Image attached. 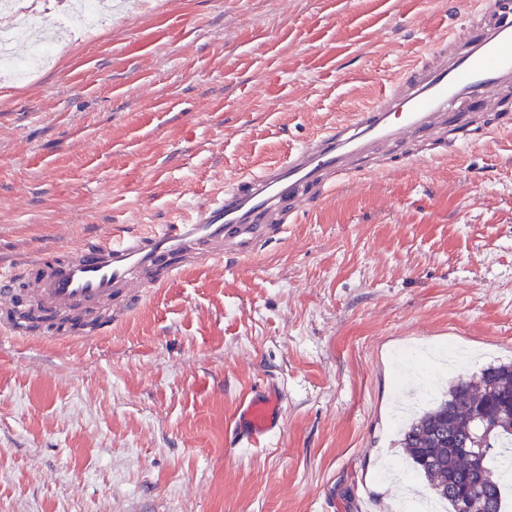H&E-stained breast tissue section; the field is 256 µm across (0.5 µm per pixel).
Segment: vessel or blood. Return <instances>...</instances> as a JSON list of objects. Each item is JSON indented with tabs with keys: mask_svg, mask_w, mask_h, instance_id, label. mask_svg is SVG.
<instances>
[{
	"mask_svg": "<svg viewBox=\"0 0 512 512\" xmlns=\"http://www.w3.org/2000/svg\"><path fill=\"white\" fill-rule=\"evenodd\" d=\"M512 89V14L495 0H473L455 32L430 49L370 105L258 173L226 181L223 193L169 224H147L123 236L68 245L62 255L0 266V333L26 337V311L40 319L42 339L100 336L154 288L200 265L223 267L224 254L246 256L341 180L375 168L380 154L407 156L423 136L452 139ZM25 280V297L14 294ZM283 397L273 386L244 395L231 440L255 447L280 428Z\"/></svg>",
	"mask_w": 512,
	"mask_h": 512,
	"instance_id": "obj_1",
	"label": "vessel or blood"
}]
</instances>
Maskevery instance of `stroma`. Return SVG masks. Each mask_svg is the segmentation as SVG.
Segmentation results:
<instances>
[{"mask_svg": "<svg viewBox=\"0 0 512 512\" xmlns=\"http://www.w3.org/2000/svg\"><path fill=\"white\" fill-rule=\"evenodd\" d=\"M0 77V265L165 224L370 102L463 0H99ZM512 361V127L355 177L223 273L191 269L105 336L0 334V512H394L415 352ZM259 385L283 428L235 448Z\"/></svg>", "mask_w": 512, "mask_h": 512, "instance_id": "1", "label": "stroma"}]
</instances>
